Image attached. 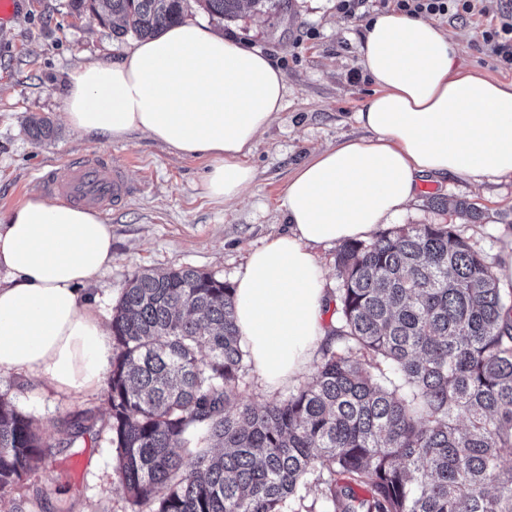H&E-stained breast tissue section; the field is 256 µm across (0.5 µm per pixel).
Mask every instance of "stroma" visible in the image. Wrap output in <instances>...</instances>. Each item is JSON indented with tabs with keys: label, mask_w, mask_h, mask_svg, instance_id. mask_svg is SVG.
<instances>
[{
	"label": "stroma",
	"mask_w": 512,
	"mask_h": 512,
	"mask_svg": "<svg viewBox=\"0 0 512 512\" xmlns=\"http://www.w3.org/2000/svg\"><path fill=\"white\" fill-rule=\"evenodd\" d=\"M512 0H477L466 19L439 17L458 42V62L495 80L512 83L482 40L498 26ZM381 4L350 18L338 0H281L275 14L247 11L234 20L191 7L185 17L230 34L271 58L286 78L285 107L263 134L249 159L256 171L252 195L233 207L212 202L202 193L203 160L174 155L165 145L136 133L110 143L79 137L62 118L69 71L79 66L125 57L133 35L116 36L90 14L71 13L66 0H18L13 19L0 22V217L27 198L40 195L38 180L71 158L108 154L124 167L132 193L120 206L103 210L112 226V265L91 293L100 317L111 323L127 280L144 269L192 267L234 282L251 249L269 235L287 231L279 206L293 171L320 147L363 136L353 114L363 107L374 85L359 64V46L369 16ZM49 118L52 138L35 142L28 135L30 117ZM470 203L482 217L473 221L438 209L434 198ZM403 224H451L488 262L498 263L511 246L512 177H455L420 184L415 199L389 221ZM304 371L276 390H267L253 365L239 382L243 400L262 405L310 381ZM0 396L31 417L51 446L45 464L30 472L21 489L0 500V512H130L116 471L110 437L106 389L65 394L49 382H32L0 372ZM93 429L80 434L76 424Z\"/></svg>",
	"instance_id": "1"
}]
</instances>
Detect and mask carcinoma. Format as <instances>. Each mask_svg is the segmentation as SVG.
Masks as SVG:
<instances>
[{
  "mask_svg": "<svg viewBox=\"0 0 512 512\" xmlns=\"http://www.w3.org/2000/svg\"><path fill=\"white\" fill-rule=\"evenodd\" d=\"M190 0H67L118 35L157 36ZM234 20L277 0H196ZM30 137L54 134L33 119ZM469 219L464 201H441ZM336 345L311 381L242 401L234 288L191 267L134 274L112 314L108 401L131 512H512V292L452 224L336 250ZM0 397V493L45 462Z\"/></svg>",
  "mask_w": 512,
  "mask_h": 512,
  "instance_id": "1",
  "label": "carcinoma"
}]
</instances>
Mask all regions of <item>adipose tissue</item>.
<instances>
[{"instance_id":"obj_1","label":"adipose tissue","mask_w":512,"mask_h":512,"mask_svg":"<svg viewBox=\"0 0 512 512\" xmlns=\"http://www.w3.org/2000/svg\"><path fill=\"white\" fill-rule=\"evenodd\" d=\"M457 54L432 19L389 11L368 22L359 63L375 91L354 114L364 136L295 170L281 198L287 232L253 249L234 281L241 342L268 389L302 373L327 334L316 247L368 238L425 177H512V83L461 69ZM285 95L267 56L184 21L121 60L69 72L64 119L82 138L142 132L205 160L204 194L230 205L250 196L248 159ZM111 263V227L98 212L37 196L15 208L0 223V372L67 394L99 390L112 336L84 288Z\"/></svg>"}]
</instances>
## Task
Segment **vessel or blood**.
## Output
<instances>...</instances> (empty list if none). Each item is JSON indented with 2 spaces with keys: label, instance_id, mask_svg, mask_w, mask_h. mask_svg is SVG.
Instances as JSON below:
<instances>
[{
  "label": "vessel or blood",
  "instance_id": "1",
  "mask_svg": "<svg viewBox=\"0 0 512 512\" xmlns=\"http://www.w3.org/2000/svg\"><path fill=\"white\" fill-rule=\"evenodd\" d=\"M39 183L46 194L99 209L124 200L131 191L123 169L103 154L68 160L44 174Z\"/></svg>",
  "mask_w": 512,
  "mask_h": 512
}]
</instances>
